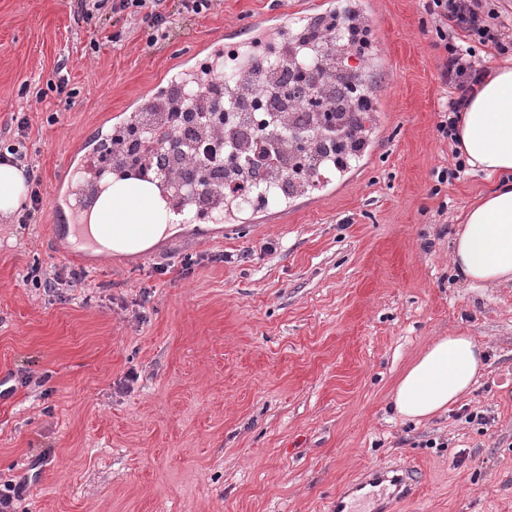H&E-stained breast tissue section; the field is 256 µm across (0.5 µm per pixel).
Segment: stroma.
I'll return each mask as SVG.
<instances>
[{"label": "stroma", "mask_w": 512, "mask_h": 512, "mask_svg": "<svg viewBox=\"0 0 512 512\" xmlns=\"http://www.w3.org/2000/svg\"><path fill=\"white\" fill-rule=\"evenodd\" d=\"M302 0H219L148 47V22L77 0H0V143L26 114V162L48 195L64 151L196 42ZM374 14L368 72L376 138L345 176L222 237L177 233L145 260L87 259L69 273L48 213L0 217V488L15 512H328L369 471L408 466L399 512H512V283L471 284L450 264L453 226L489 191L439 136L448 91L422 0H358ZM67 75L65 106L51 86ZM44 98H37V90ZM470 336L487 363L448 411L415 424L390 404L411 361Z\"/></svg>", "instance_id": "obj_1"}]
</instances>
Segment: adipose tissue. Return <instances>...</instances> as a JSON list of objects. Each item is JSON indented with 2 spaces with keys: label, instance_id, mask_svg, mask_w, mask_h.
I'll list each match as a JSON object with an SVG mask.
<instances>
[{
  "label": "adipose tissue",
  "instance_id": "adipose-tissue-1",
  "mask_svg": "<svg viewBox=\"0 0 512 512\" xmlns=\"http://www.w3.org/2000/svg\"><path fill=\"white\" fill-rule=\"evenodd\" d=\"M458 149L475 172L492 180L464 213L454 238L451 261L474 284L512 280V66L487 74L463 112ZM91 224L112 227V248L134 253L156 242L167 224L152 186L120 181L103 192ZM482 347L469 336L432 342L404 371L392 402L401 418L419 422L455 404L485 367Z\"/></svg>",
  "mask_w": 512,
  "mask_h": 512
}]
</instances>
